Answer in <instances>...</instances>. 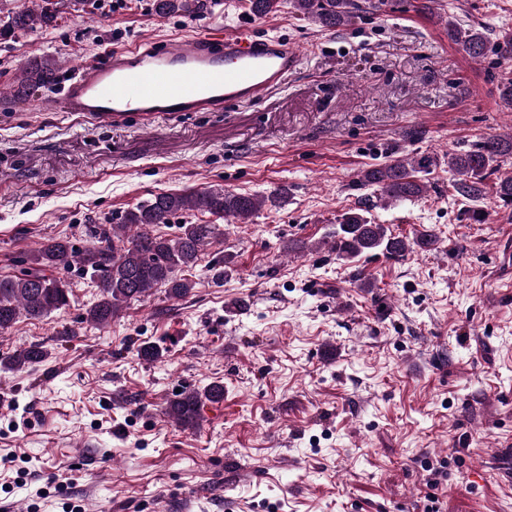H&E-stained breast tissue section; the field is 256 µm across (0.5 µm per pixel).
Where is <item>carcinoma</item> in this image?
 <instances>
[{
    "label": "carcinoma",
    "mask_w": 512,
    "mask_h": 512,
    "mask_svg": "<svg viewBox=\"0 0 512 512\" xmlns=\"http://www.w3.org/2000/svg\"><path fill=\"white\" fill-rule=\"evenodd\" d=\"M79 0H41L35 8H22L8 14L0 27V38L19 31L51 26L59 14L74 8ZM204 0H155L161 17L196 13ZM294 12L333 29L345 25L352 17V0H291ZM448 38L472 59H481L489 50L504 60L512 59V37L495 41L473 26L464 28L448 22ZM23 80L12 93L24 98L30 91L53 85L58 78L57 64L51 58L35 60L23 67ZM512 155V134L486 137L469 148L448 153V174L455 195L468 207L466 214L479 221L480 204L493 195L505 204L512 203V172L501 171L500 159ZM434 159L429 156L393 157L361 171L358 183L379 192L389 204L420 198L428 183L422 174L429 171ZM287 193L282 188L271 197L256 196L208 187L192 192H164L151 200L128 209L118 224L91 229L94 241L80 250L66 238H48L0 275V333L10 330L20 318L40 320L70 306L72 287L61 271L78 265L81 274L100 288V299L86 310L85 321L105 327L123 308L157 287L166 288L171 299H182L195 288V282L181 278L178 272L195 267L201 253L220 234L217 224H180L178 232L165 235L155 227L170 223L181 213L198 212L226 220L247 222L268 202ZM368 208L359 207L344 213L336 231L324 242L336 259L349 261L362 255L402 256L418 248L428 251L438 244L431 228L407 239L394 235L383 224H374L366 216ZM46 353L39 345L16 351L0 361L7 368L22 371L42 362ZM224 398V386L210 384L203 390H183L165 408L166 416L182 427H195L201 419L205 402Z\"/></svg>",
    "instance_id": "obj_1"
}]
</instances>
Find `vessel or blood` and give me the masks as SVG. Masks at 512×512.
Segmentation results:
<instances>
[{
	"label": "vessel or blood",
	"instance_id": "1",
	"mask_svg": "<svg viewBox=\"0 0 512 512\" xmlns=\"http://www.w3.org/2000/svg\"><path fill=\"white\" fill-rule=\"evenodd\" d=\"M300 62L294 44L252 31L150 38L82 64L56 102L61 111L113 121L130 112H220L278 90Z\"/></svg>",
	"mask_w": 512,
	"mask_h": 512
}]
</instances>
